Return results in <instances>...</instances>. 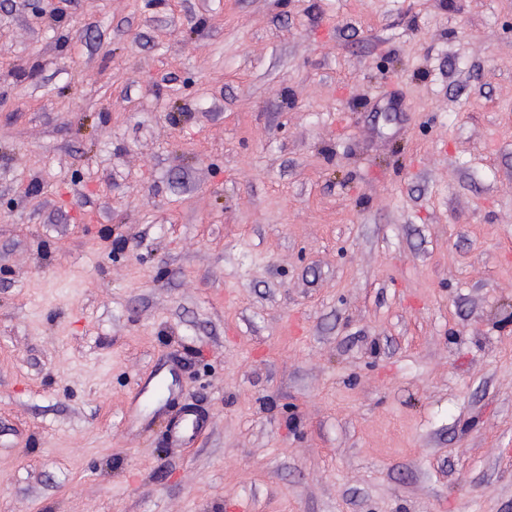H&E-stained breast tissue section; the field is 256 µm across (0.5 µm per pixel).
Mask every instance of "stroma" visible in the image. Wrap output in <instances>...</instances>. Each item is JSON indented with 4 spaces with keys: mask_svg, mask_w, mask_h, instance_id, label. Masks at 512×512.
<instances>
[{
    "mask_svg": "<svg viewBox=\"0 0 512 512\" xmlns=\"http://www.w3.org/2000/svg\"><path fill=\"white\" fill-rule=\"evenodd\" d=\"M507 304L512 0H0V512H512ZM209 417L202 413H197L193 409H186L184 417H176L167 427V438L174 448L182 447L209 424Z\"/></svg>",
    "mask_w": 512,
    "mask_h": 512,
    "instance_id": "stroma-1",
    "label": "stroma"
}]
</instances>
